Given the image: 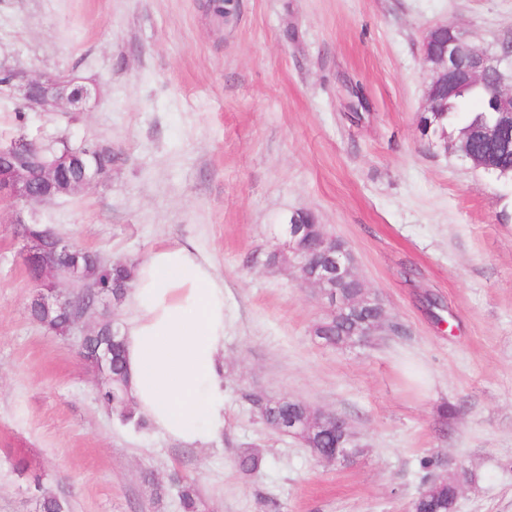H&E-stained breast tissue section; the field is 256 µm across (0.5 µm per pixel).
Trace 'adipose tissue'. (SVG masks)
I'll use <instances>...</instances> for the list:
<instances>
[{
  "instance_id": "obj_1",
  "label": "adipose tissue",
  "mask_w": 512,
  "mask_h": 512,
  "mask_svg": "<svg viewBox=\"0 0 512 512\" xmlns=\"http://www.w3.org/2000/svg\"><path fill=\"white\" fill-rule=\"evenodd\" d=\"M126 398L188 448L224 436V280L193 240L154 248L122 303Z\"/></svg>"
}]
</instances>
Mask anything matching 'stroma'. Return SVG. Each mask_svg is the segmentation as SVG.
I'll return each mask as SVG.
<instances>
[{
	"label": "stroma",
	"mask_w": 512,
	"mask_h": 512,
	"mask_svg": "<svg viewBox=\"0 0 512 512\" xmlns=\"http://www.w3.org/2000/svg\"><path fill=\"white\" fill-rule=\"evenodd\" d=\"M499 51L512 0H0V63L96 81L85 111H25L17 130L124 155L99 183L35 206L104 262L196 241L224 279L223 439L185 449L122 426L76 335L34 321L17 227L0 221V512H411L424 474L467 472L456 512H512V183L432 147L422 44L446 22ZM311 213L351 251L399 332L331 347L319 293L286 263L282 226ZM343 416L350 466L265 426L247 394ZM244 448L265 459L240 472ZM26 459L28 471L15 469ZM431 460L423 469L422 460ZM173 482L178 487V497L183 512H198L200 497L197 484L194 480L186 479L174 474Z\"/></svg>",
	"instance_id": "obj_1"
}]
</instances>
